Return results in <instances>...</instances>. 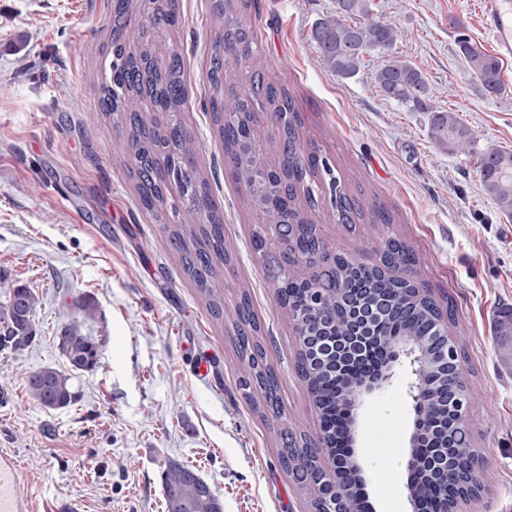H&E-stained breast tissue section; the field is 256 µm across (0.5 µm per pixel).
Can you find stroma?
Listing matches in <instances>:
<instances>
[{"label":"stroma","instance_id":"obj_1","mask_svg":"<svg viewBox=\"0 0 512 512\" xmlns=\"http://www.w3.org/2000/svg\"><path fill=\"white\" fill-rule=\"evenodd\" d=\"M114 0H0V276L39 297L41 336L30 349L0 351V450L21 472L34 512L56 495L84 512H165L161 473L168 460L197 467L224 512H312V492L278 461L273 421L238 386L242 373L229 321L215 320L166 249L162 222L142 213L121 165L124 136L99 106L108 65ZM212 0H180L174 39L187 87L186 131L199 166L224 207L234 252L218 286L225 310L248 293L280 385L282 418L317 441V410L297 370L298 340L278 306L255 231L272 236L243 202L224 161V143L203 109L215 23ZM398 32L395 52L429 81L433 103L455 111L479 144L512 150V61L504 91L485 95L456 53L466 34L484 51L483 0H372ZM333 0H255L248 22L271 80L288 88L302 138L327 157L318 177L319 233L328 253L374 264L383 232L419 254L417 280L451 296L454 335L466 342L464 368L475 389L467 424L480 450L486 490L461 512H512V367L494 334L512 308V219L484 194L473 159L428 138V116L380 94L366 58L355 78L337 79L311 41ZM359 190L391 212L390 227L337 223L333 191ZM89 293L98 304L87 328L104 337L96 371L74 380L75 405L46 410L30 398L28 372L63 366L54 339L63 303ZM210 359L207 378L194 373ZM405 378L358 410L354 460L374 512H413L405 467L414 428Z\"/></svg>","mask_w":512,"mask_h":512}]
</instances>
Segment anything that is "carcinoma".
<instances>
[{
  "label": "carcinoma",
  "mask_w": 512,
  "mask_h": 512,
  "mask_svg": "<svg viewBox=\"0 0 512 512\" xmlns=\"http://www.w3.org/2000/svg\"><path fill=\"white\" fill-rule=\"evenodd\" d=\"M335 10L320 18L311 39L328 70L341 79L360 72L367 56L377 55L383 63L372 74L379 92L408 112L429 113L431 143L450 154L476 159L484 193L498 211L512 218V150L496 144L479 146L471 130L452 110L433 106L431 91L422 71L393 55L397 33L388 21L373 15L370 0H335ZM252 0H213L212 16L217 23L209 59L208 112L224 140V156L234 181L244 187L246 204L257 209L265 224H285L300 251L316 256L321 252L316 205L307 195V207L299 204L300 188L315 182L319 168L328 166L315 146L300 136L302 118L288 90L269 80L265 57L258 51L247 16ZM181 24L179 0H116L110 48L112 60L100 85V105L105 117L127 137L122 165L135 182L140 208L157 221L167 220L168 185L165 176H177L184 183L183 210L178 220L164 224L167 245L182 254L184 273L195 285L211 316L224 318V295L216 288L232 251L224 240L223 207L210 190L197 164L198 145L185 131L182 114L186 106L183 63L171 47L161 52L154 32H175ZM459 55L480 87L497 94L502 90L498 59L480 50L466 38L457 41ZM236 61V67L228 59ZM152 107L142 105L145 94ZM268 114L277 124V134L251 158L245 157L247 141L257 135L260 116ZM336 219L355 229L358 224L394 223L389 210L376 197L360 191L334 203ZM381 264L369 266L338 255L321 271L319 288L308 287L315 272L294 267L273 283L277 303L289 321L312 328L307 313L318 312L336 333L349 329V310L332 301V296L357 286L371 289L372 300L386 306L387 316L377 322L374 369L385 371L391 364V345L406 336L415 340L452 321L451 306H443L429 294L413 291L411 273L418 264L416 253L402 240L379 239ZM7 299L0 304V351L23 352L38 339L35 321L39 299L23 285L6 287ZM237 354L243 374L239 388L245 397L274 419L280 443L279 459L288 471L303 458L305 468L317 472L319 482L311 486L315 512H329L336 500L329 499L320 480L333 466L334 448L347 442L351 418L347 408L336 405L340 392L335 376L319 364L301 372L312 389L321 413L323 442L328 447L312 453L306 448L288 447L298 443L297 434L281 418L279 384L265 362L263 330L251 313L249 297L242 293L234 309ZM97 314V303L82 295L59 311L54 339L68 369L43 366L26 376L27 391L41 408L61 410L78 399L74 378L95 370L100 363L104 341L85 331ZM496 335L501 346L512 339V308L500 312ZM427 437L424 465L410 475L416 495L435 512H448V493L453 487L469 489V475L476 456L468 431L453 414L439 409L436 390H431L424 410ZM453 443L448 456L433 455V449ZM167 512H223V506L199 470L177 460L168 461L161 474ZM345 508L366 512L361 493L360 471L343 476Z\"/></svg>",
  "instance_id": "1"
}]
</instances>
